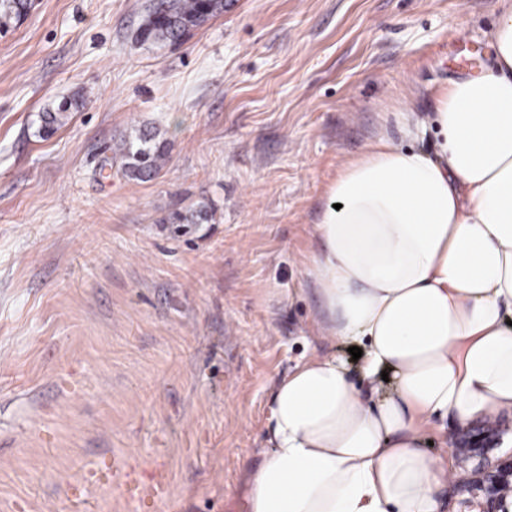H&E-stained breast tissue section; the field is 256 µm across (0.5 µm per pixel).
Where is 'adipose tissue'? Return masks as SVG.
I'll return each instance as SVG.
<instances>
[{
  "instance_id": "obj_1",
  "label": "adipose tissue",
  "mask_w": 512,
  "mask_h": 512,
  "mask_svg": "<svg viewBox=\"0 0 512 512\" xmlns=\"http://www.w3.org/2000/svg\"><path fill=\"white\" fill-rule=\"evenodd\" d=\"M490 45L328 185L308 272L321 332L363 344L362 380L316 356L281 381L251 512H442L459 475L421 449L431 419L512 407V0ZM431 130L432 155L415 146Z\"/></svg>"
}]
</instances>
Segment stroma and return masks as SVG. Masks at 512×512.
Here are the masks:
<instances>
[{
    "mask_svg": "<svg viewBox=\"0 0 512 512\" xmlns=\"http://www.w3.org/2000/svg\"><path fill=\"white\" fill-rule=\"evenodd\" d=\"M151 2L0 21V512H250L278 383L317 355L360 377L317 329L326 187L393 106L428 115L488 63L501 6L224 0L143 43ZM142 128L166 146L145 182L121 151ZM458 431L427 438L464 479ZM126 462L164 495L87 483Z\"/></svg>",
    "mask_w": 512,
    "mask_h": 512,
    "instance_id": "35a3bbf8",
    "label": "stroma"
}]
</instances>
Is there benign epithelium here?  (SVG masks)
I'll return each mask as SVG.
<instances>
[{
    "label": "benign epithelium",
    "instance_id": "1",
    "mask_svg": "<svg viewBox=\"0 0 512 512\" xmlns=\"http://www.w3.org/2000/svg\"><path fill=\"white\" fill-rule=\"evenodd\" d=\"M499 444V435L478 426L461 432L455 442V447L466 448L469 455L479 458L473 485L482 492L483 512H508L501 488L512 482V457L506 460L497 458L494 450Z\"/></svg>",
    "mask_w": 512,
    "mask_h": 512
}]
</instances>
